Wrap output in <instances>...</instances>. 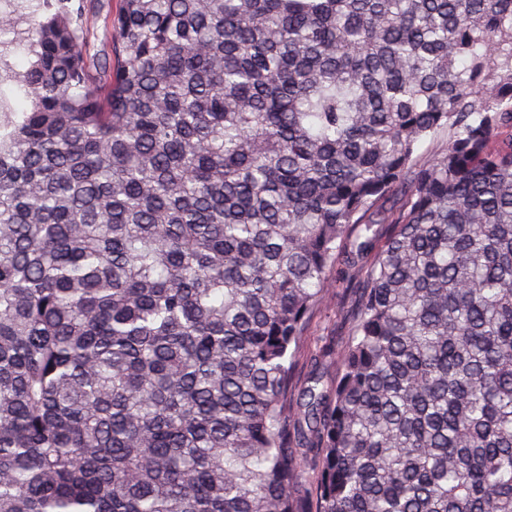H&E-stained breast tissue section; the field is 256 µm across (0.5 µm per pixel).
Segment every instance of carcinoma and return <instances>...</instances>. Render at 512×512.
I'll return each mask as SVG.
<instances>
[{"mask_svg":"<svg viewBox=\"0 0 512 512\" xmlns=\"http://www.w3.org/2000/svg\"><path fill=\"white\" fill-rule=\"evenodd\" d=\"M5 32L0 512H512V0ZM356 272L336 379L295 380ZM6 96L1 97L0 113L7 112H22L30 108V101L26 98L23 90L17 85L5 84L2 86ZM6 104V106H3ZM353 298L346 292H339L336 288L330 290L325 300L312 312L304 345L301 352L297 375L302 377L308 370L307 362L320 355V350L331 335H337V340L348 338L350 321L348 319Z\"/></svg>","mask_w":512,"mask_h":512,"instance_id":"1","label":"carcinoma"}]
</instances>
